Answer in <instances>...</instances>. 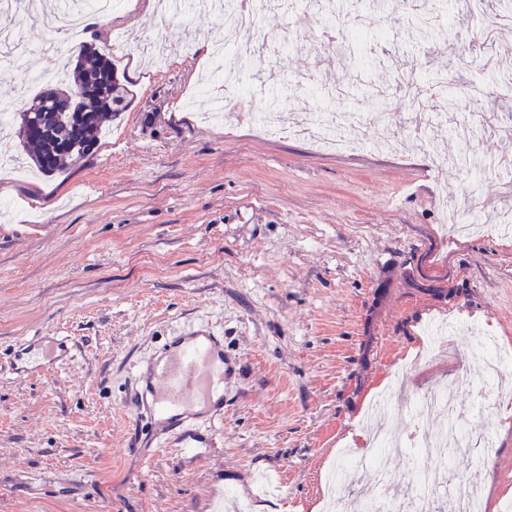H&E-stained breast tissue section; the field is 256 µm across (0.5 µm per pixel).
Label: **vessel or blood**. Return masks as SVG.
Listing matches in <instances>:
<instances>
[{"mask_svg": "<svg viewBox=\"0 0 512 512\" xmlns=\"http://www.w3.org/2000/svg\"><path fill=\"white\" fill-rule=\"evenodd\" d=\"M149 370L151 390L134 405L162 426L169 423L167 411L207 404L224 393V350L209 326L189 331L174 350L154 357Z\"/></svg>", "mask_w": 512, "mask_h": 512, "instance_id": "obj_1", "label": "vessel or blood"}]
</instances>
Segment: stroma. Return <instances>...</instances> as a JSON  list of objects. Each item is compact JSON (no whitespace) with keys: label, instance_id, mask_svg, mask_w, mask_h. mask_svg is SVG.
I'll list each match as a JSON object with an SVG mask.
<instances>
[{"label":"stroma","instance_id":"stroma-1","mask_svg":"<svg viewBox=\"0 0 512 512\" xmlns=\"http://www.w3.org/2000/svg\"><path fill=\"white\" fill-rule=\"evenodd\" d=\"M206 0L163 27L154 0L74 35L44 41L50 13L19 14L34 72L58 70L89 41L111 54L133 101L93 154L46 176L25 156L18 128L38 93L26 87L0 130V354L32 337L74 339L72 359L42 374L0 373V512H207L212 491L249 512H324L321 480L362 430L369 393L448 390L471 407L481 379L470 342L421 360L422 330L437 320L485 326L512 350V238L458 239L443 228L440 197L464 203L494 193L496 171L473 178L471 158L438 170L456 144L447 123L427 142L390 125L396 147L354 154L307 140L258 134L248 123L209 122L197 89L222 33ZM408 16L364 0L342 17L365 31L367 64L342 46L318 55L312 28L271 7L247 39L257 48L225 110L261 107L280 89L282 112H313L311 90L347 76L414 80L393 102L405 117L441 101L426 78L448 52L407 28ZM129 36L112 46L114 32ZM211 323L224 338V420L206 453L136 432L126 399L137 369L178 325ZM493 451L485 463V512L512 498V405L485 416ZM376 467L401 479L434 473V458L389 448Z\"/></svg>","mask_w":512,"mask_h":512}]
</instances>
